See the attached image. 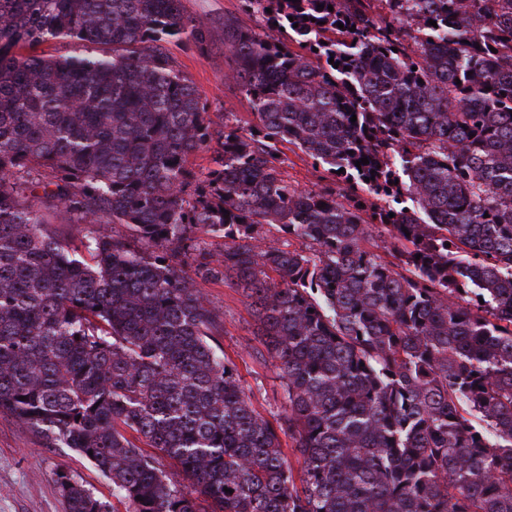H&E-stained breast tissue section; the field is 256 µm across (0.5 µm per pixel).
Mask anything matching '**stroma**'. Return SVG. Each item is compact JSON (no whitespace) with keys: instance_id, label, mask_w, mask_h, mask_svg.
Returning a JSON list of instances; mask_svg holds the SVG:
<instances>
[{"instance_id":"obj_1","label":"stroma","mask_w":512,"mask_h":512,"mask_svg":"<svg viewBox=\"0 0 512 512\" xmlns=\"http://www.w3.org/2000/svg\"><path fill=\"white\" fill-rule=\"evenodd\" d=\"M190 15L211 28L207 51L193 44L173 41L166 52L193 84L216 124L225 113H233L238 126L246 128L254 117L240 86L231 80L233 61L224 48V19L237 17L241 25L255 26V18L243 14L239 0H183ZM208 308L224 318L218 341L225 355L239 369L242 383L253 405L265 417L280 410L281 381L256 334V322L241 292L231 283L210 280L203 284ZM73 476L107 505L124 512V504L112 496V483L90 461L68 448L46 449L39 436L17 419L0 415V512H66L56 482L58 473Z\"/></svg>"}]
</instances>
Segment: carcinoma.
<instances>
[{
    "label": "carcinoma",
    "mask_w": 512,
    "mask_h": 512,
    "mask_svg": "<svg viewBox=\"0 0 512 512\" xmlns=\"http://www.w3.org/2000/svg\"><path fill=\"white\" fill-rule=\"evenodd\" d=\"M241 8L269 23L224 18L255 124L217 130L163 51L209 42L182 0H0V414L92 462L129 512H512V0ZM57 38L112 56L17 52ZM284 143L331 182L288 180ZM201 235L224 249L198 278L178 256ZM202 278L242 290L276 416L217 343ZM57 483L67 512H109Z\"/></svg>",
    "instance_id": "obj_1"
}]
</instances>
